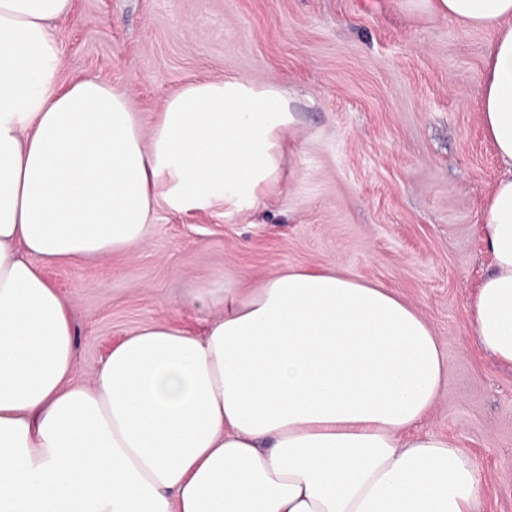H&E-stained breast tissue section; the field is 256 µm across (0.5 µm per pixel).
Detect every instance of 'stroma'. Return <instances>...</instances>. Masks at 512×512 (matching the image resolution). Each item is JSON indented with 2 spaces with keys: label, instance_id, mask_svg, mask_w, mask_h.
Returning a JSON list of instances; mask_svg holds the SVG:
<instances>
[{
  "label": "stroma",
  "instance_id": "35a3bbf8",
  "mask_svg": "<svg viewBox=\"0 0 512 512\" xmlns=\"http://www.w3.org/2000/svg\"><path fill=\"white\" fill-rule=\"evenodd\" d=\"M49 30L61 86L124 91L143 130L201 78L275 87L293 114L275 193L228 210L161 202L137 252L45 265L70 302L75 380L142 326L203 335L218 310L207 289L333 267L429 321L448 379L423 427L473 458L476 512H512V367L470 315L490 263L481 207L500 176L478 112L494 32L397 0H72Z\"/></svg>",
  "mask_w": 512,
  "mask_h": 512
}]
</instances>
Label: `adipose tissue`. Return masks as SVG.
Masks as SVG:
<instances>
[{
    "label": "adipose tissue",
    "instance_id": "adipose-tissue-1",
    "mask_svg": "<svg viewBox=\"0 0 512 512\" xmlns=\"http://www.w3.org/2000/svg\"><path fill=\"white\" fill-rule=\"evenodd\" d=\"M414 2L497 32L478 106L501 175L471 309L512 365V0ZM69 4L0 0V512H474L480 472L420 429L448 372L431 325L332 268L224 288L204 336L141 327L73 383L69 304L42 263L136 251L160 201L275 188L293 116L275 89L205 79L143 132L123 91L58 89L48 24Z\"/></svg>",
    "mask_w": 512,
    "mask_h": 512
}]
</instances>
